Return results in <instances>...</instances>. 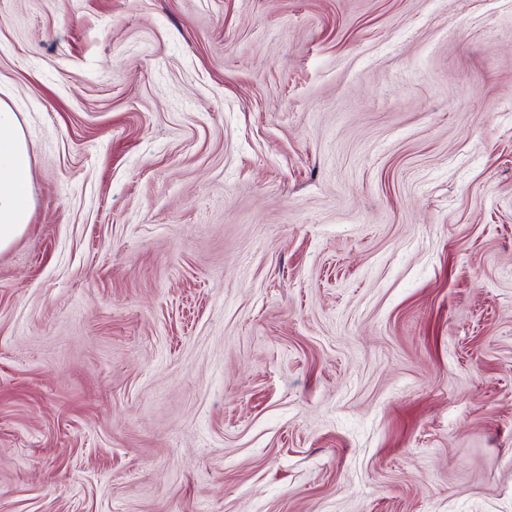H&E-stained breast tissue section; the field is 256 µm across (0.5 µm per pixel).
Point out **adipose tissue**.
Wrapping results in <instances>:
<instances>
[{"label":"adipose tissue","instance_id":"ef3b65f1","mask_svg":"<svg viewBox=\"0 0 512 512\" xmlns=\"http://www.w3.org/2000/svg\"><path fill=\"white\" fill-rule=\"evenodd\" d=\"M31 159L14 112L0 104V250L8 247L30 220Z\"/></svg>","mask_w":512,"mask_h":512}]
</instances>
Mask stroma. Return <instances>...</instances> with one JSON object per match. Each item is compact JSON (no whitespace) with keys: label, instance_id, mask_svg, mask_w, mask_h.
Instances as JSON below:
<instances>
[{"label":"stroma","instance_id":"stroma-1","mask_svg":"<svg viewBox=\"0 0 512 512\" xmlns=\"http://www.w3.org/2000/svg\"><path fill=\"white\" fill-rule=\"evenodd\" d=\"M0 512H512V0H0ZM31 159L15 112L0 103V250L25 229L31 215Z\"/></svg>","mask_w":512,"mask_h":512}]
</instances>
